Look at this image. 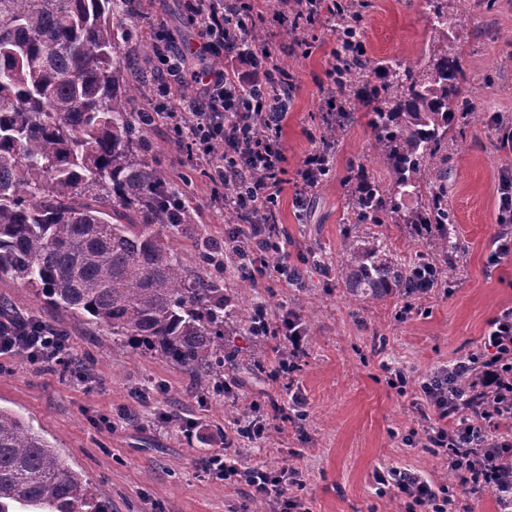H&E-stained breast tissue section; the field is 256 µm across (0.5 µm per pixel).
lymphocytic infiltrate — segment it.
Instances as JSON below:
<instances>
[{"mask_svg":"<svg viewBox=\"0 0 512 512\" xmlns=\"http://www.w3.org/2000/svg\"><path fill=\"white\" fill-rule=\"evenodd\" d=\"M282 0H257L253 24L267 36L247 44L237 8L231 0H186L185 11L197 34L194 47L182 44L177 32L163 28L154 39L167 43L178 60L166 81L156 82L142 124L165 122L178 129L189 144L190 156L210 186L215 215L230 210L237 224L225 228L234 238L239 228L251 229V244L269 247L279 242L274 207L285 184L294 187L293 200L304 204L318 185L316 174L328 152L315 146L307 154L295 181H288L287 157L281 143L283 125L297 90L295 77L275 62L279 38L298 33ZM195 95H180L186 83ZM276 338L270 376L290 374L305 352L307 330L295 311L268 325ZM69 349L65 333L46 323L25 325L18 317L0 315V356L17 355L44 368L63 361ZM465 379L469 395L477 399L479 416L459 418V399L450 377ZM415 402L422 420L423 446L448 465L471 493H492L503 512H512V308L489 323L483 349L457 357L449 366L424 376ZM306 407L301 393H291L287 404L269 399L253 404L247 424L224 432L222 447L206 461L207 470L234 486L243 497L281 505L285 512H309L295 488L303 484L301 471L288 466L277 471L247 467L242 450L269 430L283 431ZM377 484L397 489L410 503V512H453L447 486L409 471L388 469L375 474Z\"/></svg>","mask_w":512,"mask_h":512,"instance_id":"lymphocytic-infiltrate-1","label":"lymphocytic infiltrate"}]
</instances>
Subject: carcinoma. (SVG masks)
<instances>
[{
  "mask_svg": "<svg viewBox=\"0 0 512 512\" xmlns=\"http://www.w3.org/2000/svg\"><path fill=\"white\" fill-rule=\"evenodd\" d=\"M437 39L428 68L397 59L371 64L359 54L365 0H334L337 32L329 71L340 111L322 139L336 144L361 107L384 183L351 168L354 235L337 278L355 297L397 295L410 303L423 270L454 271L458 242L448 194L432 180L448 161V131L471 115L457 49L459 25L447 0H426ZM143 0H0V274L36 289L53 310L82 319L135 349L176 363L224 388V307L211 272L219 249L187 257L174 243L186 215L179 187L147 157L134 104L156 78L154 42L143 37ZM420 199L416 208L409 202ZM400 222L437 238L412 264L397 261L370 226ZM256 332L260 306L237 295ZM0 512H107L82 475L24 418L0 407Z\"/></svg>",
  "mask_w": 512,
  "mask_h": 512,
  "instance_id": "obj_1",
  "label": "carcinoma"
}]
</instances>
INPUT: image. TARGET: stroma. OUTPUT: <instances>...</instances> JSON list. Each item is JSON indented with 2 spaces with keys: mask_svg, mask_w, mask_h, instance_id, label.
<instances>
[{
  "mask_svg": "<svg viewBox=\"0 0 512 512\" xmlns=\"http://www.w3.org/2000/svg\"><path fill=\"white\" fill-rule=\"evenodd\" d=\"M362 43L374 61H427L432 34L426 0H367ZM453 35L466 85L472 92L468 123L448 133V168L443 184L454 216L453 232L464 257L448 287L428 291L422 309L405 312L396 297L364 300L347 293L322 267L301 265L302 278L279 279L276 261L256 283L254 300L270 317L297 310L309 329L306 353L293 373L304 395L301 426L257 441L243 454L248 466L302 470L301 492L310 512H404V502L380 494L374 480L383 467L411 469L444 483L448 469L425 448L408 444L421 419L413 394H399L388 382L391 370L410 378L430 374L477 350L490 321L512 307V256L494 259L499 184L512 174V0H463ZM307 48L288 44L278 63L288 64L297 91L282 133L289 174H296L314 148L325 111L322 87L336 46V31L319 17L305 31ZM153 165L171 179L191 176L195 213L181 225L176 242L188 253L197 244L223 241L224 226L207 209L208 191L200 173L181 163L166 125L148 127ZM373 135L364 116L334 147L332 169L305 207L285 190L277 210L281 242L289 265L313 243L329 262L341 256L347 229V181L351 165L370 176L386 172L375 158ZM0 300L16 315L37 314L66 331L71 353L95 375L76 385L63 367L40 370L25 359L0 357V407L15 411L56 446L65 465L82 474L111 512H250L236 489L209 474L204 462L218 447V433L264 402L272 390L268 370L249 365L230 374L238 402L216 395L200 401L196 380L155 353L81 320L54 314L35 289L0 275Z\"/></svg>",
  "mask_w": 512,
  "mask_h": 512,
  "instance_id": "35a3bbf8",
  "label": "stroma"
}]
</instances>
